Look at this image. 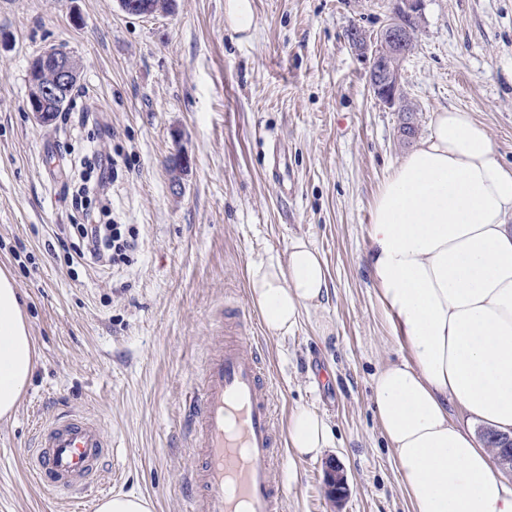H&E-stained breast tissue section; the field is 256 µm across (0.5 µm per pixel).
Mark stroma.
Masks as SVG:
<instances>
[{
	"label": "stroma",
	"mask_w": 512,
	"mask_h": 512,
	"mask_svg": "<svg viewBox=\"0 0 512 512\" xmlns=\"http://www.w3.org/2000/svg\"><path fill=\"white\" fill-rule=\"evenodd\" d=\"M224 3L176 0L173 13L136 17L118 0H0V264L37 351L25 394L0 418V512H78L119 492L144 495L153 512H191L186 399L227 305L253 324L246 339L271 379L278 441L300 407L333 431L319 459L282 449L281 512H411L372 401L378 370L406 350L365 264L371 202L446 109L471 112L512 165V0H421L401 63L408 141L346 37L375 35L395 0H253L247 34L227 24ZM50 47L79 62L80 79L68 118L44 126L27 110V69ZM102 122L114 130L113 216L139 233L132 264L114 268L60 242L84 221L63 188ZM277 146L288 196L272 176ZM179 152L189 164L176 191ZM296 237L322 255L329 293L274 337L249 303V270L286 261ZM60 412L97 418L111 444L85 499L45 491L28 472L25 449ZM332 463L348 485L338 502Z\"/></svg>",
	"instance_id": "1"
}]
</instances>
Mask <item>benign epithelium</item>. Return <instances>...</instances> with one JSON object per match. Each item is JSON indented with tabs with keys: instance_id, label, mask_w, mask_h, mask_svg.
<instances>
[{
	"instance_id": "7a95c632",
	"label": "benign epithelium",
	"mask_w": 512,
	"mask_h": 512,
	"mask_svg": "<svg viewBox=\"0 0 512 512\" xmlns=\"http://www.w3.org/2000/svg\"><path fill=\"white\" fill-rule=\"evenodd\" d=\"M421 0H395V7L389 21L373 39L352 32L348 41L360 56L366 59L369 69V86L373 96L396 112L405 115L411 112L403 96L400 60L415 45L417 18ZM43 67L55 71V83L43 88V96L58 97L56 85L66 83L74 76L69 54L61 48H50L43 53ZM500 452L496 462L504 470L512 471V438H499ZM326 483L332 498L341 500L348 494L346 477L339 466L332 463L326 471Z\"/></svg>"
}]
</instances>
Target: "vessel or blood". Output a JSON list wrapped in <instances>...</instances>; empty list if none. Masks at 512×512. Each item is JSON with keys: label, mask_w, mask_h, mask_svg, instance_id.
<instances>
[{"label": "vessel or blood", "mask_w": 512, "mask_h": 512, "mask_svg": "<svg viewBox=\"0 0 512 512\" xmlns=\"http://www.w3.org/2000/svg\"><path fill=\"white\" fill-rule=\"evenodd\" d=\"M221 347L205 360L198 389L189 399L193 460L187 475L206 493L194 512H280L281 483L272 395L258 352L245 339L240 311L217 321ZM109 450L102 426L73 413L43 422L28 461L36 484L48 491L83 492Z\"/></svg>", "instance_id": "b4317fda"}]
</instances>
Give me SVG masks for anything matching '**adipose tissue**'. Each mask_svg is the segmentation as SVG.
Segmentation results:
<instances>
[{
  "label": "adipose tissue",
  "mask_w": 512,
  "mask_h": 512,
  "mask_svg": "<svg viewBox=\"0 0 512 512\" xmlns=\"http://www.w3.org/2000/svg\"><path fill=\"white\" fill-rule=\"evenodd\" d=\"M366 263L406 358L384 366L374 404L412 512H512V488L468 422L512 437V167L469 112L436 113L428 136L379 187ZM249 301L272 336L292 332L328 293L320 254L293 239L286 263L249 272ZM34 339L0 269V417L35 367ZM287 442L298 459L331 447L325 418L299 408Z\"/></svg>",
  "instance_id": "adipose-tissue-1"
}]
</instances>
